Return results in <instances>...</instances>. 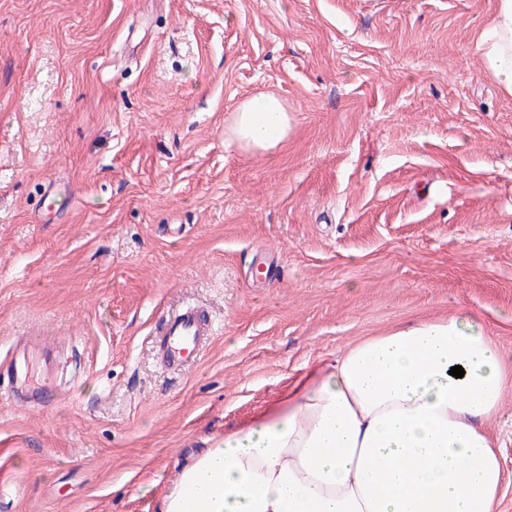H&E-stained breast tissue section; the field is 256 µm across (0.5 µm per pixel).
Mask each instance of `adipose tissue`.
Returning a JSON list of instances; mask_svg holds the SVG:
<instances>
[{
  "instance_id": "ef3b65f1",
  "label": "adipose tissue",
  "mask_w": 512,
  "mask_h": 512,
  "mask_svg": "<svg viewBox=\"0 0 512 512\" xmlns=\"http://www.w3.org/2000/svg\"><path fill=\"white\" fill-rule=\"evenodd\" d=\"M475 47L512 96V0H496ZM292 125L282 98L260 93L228 132L270 151ZM505 388L496 345L461 320L368 337L196 456L160 512H492L504 473L484 423Z\"/></svg>"
}]
</instances>
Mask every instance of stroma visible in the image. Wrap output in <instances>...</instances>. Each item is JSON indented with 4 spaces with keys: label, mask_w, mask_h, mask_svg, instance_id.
<instances>
[{
    "label": "stroma",
    "mask_w": 512,
    "mask_h": 512,
    "mask_svg": "<svg viewBox=\"0 0 512 512\" xmlns=\"http://www.w3.org/2000/svg\"><path fill=\"white\" fill-rule=\"evenodd\" d=\"M495 0H0V512H159L180 470L358 341L465 317L509 380L484 426L512 512V97ZM272 91L269 152L227 129ZM280 266L256 281L267 258ZM193 303L177 373L150 338ZM486 74L512 96V0H496L489 20L475 38ZM293 121L282 98L259 93L237 107L228 132L241 148L270 151L288 139ZM214 334L209 319L195 307L187 306L165 319L152 349L161 367L179 370L196 360ZM27 347L28 342L24 338L16 340L11 359L6 366L12 382L6 389L0 387V394L3 396L4 393L7 397L13 396L15 384H19L31 389L33 395L43 400L50 395L52 389L49 385L34 380L27 362Z\"/></svg>",
    "instance_id": "obj_1"
}]
</instances>
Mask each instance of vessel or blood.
<instances>
[{
	"instance_id": "b4317fda",
	"label": "vessel or blood",
	"mask_w": 512,
	"mask_h": 512,
	"mask_svg": "<svg viewBox=\"0 0 512 512\" xmlns=\"http://www.w3.org/2000/svg\"><path fill=\"white\" fill-rule=\"evenodd\" d=\"M214 334L209 319L195 307L189 306L165 319L158 336L152 341V349L161 367L174 371L196 360L200 351ZM28 343L18 339L7 366L13 381L6 388V395H13L14 385L31 389L38 399H46L50 393L49 385L36 382L27 362Z\"/></svg>"
}]
</instances>
